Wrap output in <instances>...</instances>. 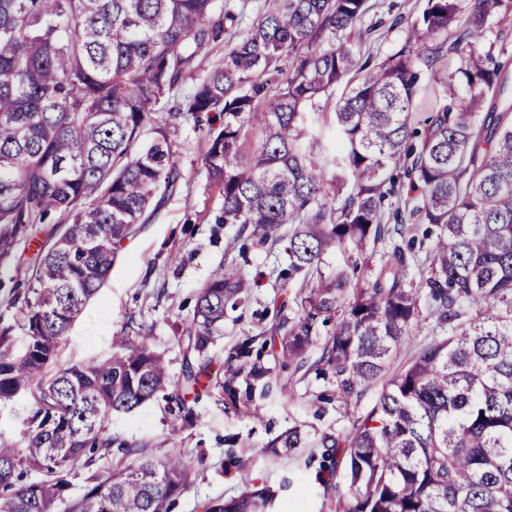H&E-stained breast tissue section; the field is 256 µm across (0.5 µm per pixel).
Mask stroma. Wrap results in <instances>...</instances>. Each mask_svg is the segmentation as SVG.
I'll use <instances>...</instances> for the list:
<instances>
[{"instance_id":"obj_1","label":"stroma","mask_w":512,"mask_h":512,"mask_svg":"<svg viewBox=\"0 0 512 512\" xmlns=\"http://www.w3.org/2000/svg\"><path fill=\"white\" fill-rule=\"evenodd\" d=\"M272 0H213L224 31L201 61L209 70L224 52L250 33ZM425 0H367L357 23L361 50L382 61L402 46L408 26ZM180 178L162 211L139 224L118 250L112 271L72 323L57 362L66 366L112 352L113 337L137 323L167 362L170 383L140 408L113 415L106 431L125 442L144 444L146 454L164 460L175 455L192 461L196 481L175 512H202L217 496L238 495L241 476L255 487L279 488L275 512H329L324 489L342 482L335 467L286 463L266 452V444L292 426L310 439L345 435L378 399L382 385L365 388L351 406L336 401L331 383L314 369L297 368L271 342L275 325L293 316L298 282H284L285 245L262 238L252 227L223 221V199L211 188L202 164L207 150L203 130L180 123L171 131ZM235 250H227L228 241ZM242 267L251 282L246 300L226 310L221 335L203 353L187 351L196 295L214 270L225 263ZM205 370L200 386L182 382L186 367Z\"/></svg>"}]
</instances>
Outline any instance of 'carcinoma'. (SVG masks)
<instances>
[{
  "label": "carcinoma",
  "instance_id": "obj_1",
  "mask_svg": "<svg viewBox=\"0 0 512 512\" xmlns=\"http://www.w3.org/2000/svg\"><path fill=\"white\" fill-rule=\"evenodd\" d=\"M211 5L0 0V263L33 225L54 214L60 224L24 274L22 348L12 326H0V402L34 398L28 433L0 432V512H174L192 487L191 464L156 461L135 442L123 443L124 463L95 468L112 455L109 417L170 382L142 328L113 337L109 358L55 362L121 243L178 182L171 124L198 126L210 113L204 165L224 223L280 240L289 225L290 278H308L330 252L359 261L318 275L278 325L292 361L326 337L317 365L339 404L382 382L350 434L316 442L320 466L344 460L336 512H512V108L500 106L512 54L479 41L512 21V0H426L401 49L380 62L361 60L351 38L366 0H273L224 64L182 95L221 32ZM283 61L288 72L271 91ZM458 81L466 98L418 112L428 86L452 97ZM329 104L334 154L306 126ZM253 128L257 143L248 141ZM403 160L409 196L385 224L384 186L395 185L391 169ZM407 219L436 233L424 289L410 277L412 246L394 242ZM379 243L389 250L375 266L369 248ZM249 288L241 268L219 267L198 293L187 350L205 349ZM426 315L443 336L390 372ZM306 445L292 427L268 448L291 462ZM32 472L42 478L28 479ZM243 486L203 512H266L274 492L247 477Z\"/></svg>",
  "mask_w": 512,
  "mask_h": 512
}]
</instances>
